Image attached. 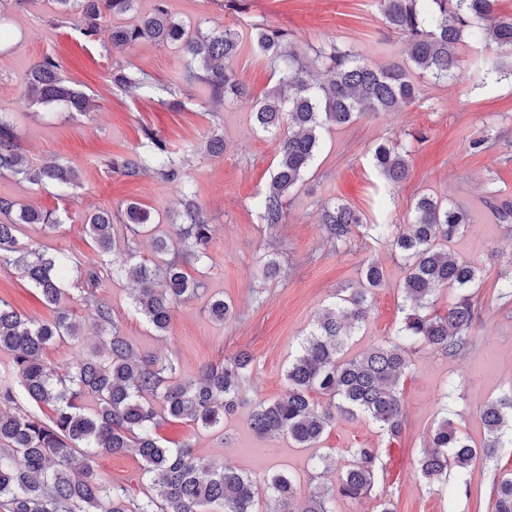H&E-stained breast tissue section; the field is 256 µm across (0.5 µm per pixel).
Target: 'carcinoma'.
Masks as SVG:
<instances>
[{
	"label": "carcinoma",
	"instance_id": "obj_1",
	"mask_svg": "<svg viewBox=\"0 0 512 512\" xmlns=\"http://www.w3.org/2000/svg\"><path fill=\"white\" fill-rule=\"evenodd\" d=\"M51 2L58 9V26H73L88 43H107L114 49L142 40L174 45L187 60V82L204 83L216 100L243 91L229 66L242 47L236 29L193 31L172 19L167 0H155L152 11L133 26H112L109 20L135 10L138 0ZM380 2L382 21L401 35L402 49L401 59L378 66L334 42L319 47L311 65L294 50L288 31L253 25L252 47L277 73L275 86L253 112L256 126L279 139L278 161L260 204L265 223H281L286 198L312 166L323 130L414 103L417 79L453 77L468 42L494 44L512 58V17L498 13V0ZM108 78L120 91L147 85L146 78L131 75L121 63L111 67ZM23 89L39 104H62L80 115L93 109L90 96L70 85L48 55L29 68ZM144 134L148 156L136 153L117 167L130 179L151 172L182 188V222L175 225L174 235L152 238L154 252L169 256L161 264L139 258V237L149 231L154 218L137 203L116 213L106 208L84 217L100 262L71 268L64 254L23 244L18 238L23 225L42 224L54 230L58 218L0 197V269L17 271L46 305L54 307L52 319L35 322L0 298V350L11 354L15 376V382L0 385L3 512H259V489L247 473L196 456L188 445L168 447L158 435L166 420H188L206 430L223 428L224 416L242 401L252 357L238 353L183 379L173 361L140 354L123 335L112 305L96 295L105 273L137 283L133 311L163 336L175 306L204 289L183 265L187 255L198 262L206 258L210 241L209 225L189 192L185 160L153 132L146 129ZM408 156L406 149L381 142L371 159L387 183L396 186L409 176ZM6 175L36 185L52 184L61 197L80 187L77 171L60 161L33 164L15 125L0 116V176ZM117 221L126 229L120 244L115 238ZM469 221L465 208L444 207L423 195L415 203L411 224L396 236H391L389 225H374L380 237L391 239L407 268L403 292L408 312L399 336L359 357L343 356L342 348L367 318V297L384 284L383 268L368 262L360 287L319 314L300 343L288 363L285 393L252 408L253 430L262 436L286 437L298 448H315L336 416L361 414L390 438H398L405 415L401 379L412 365L406 345H424L451 358L472 343L475 304L470 288L477 285L479 271L441 248ZM322 223L328 238L342 242L351 225L362 220L349 205L337 201L323 207ZM71 288L92 307L99 344L86 357L59 367L46 361L47 346L82 335L80 323L61 305ZM440 288L459 290L443 314L431 310V298ZM208 312L224 321L232 316L233 307L216 298L208 303ZM314 393L327 402L315 403ZM22 397L51 407L52 415L44 420L21 408ZM89 401L94 403L90 412ZM481 420L487 440L480 449L454 421L440 419L419 459L428 487L448 486L454 471L455 496L470 495L466 471L478 454L492 456L502 431L512 426V394L487 402ZM128 452L140 457L141 479L157 494L139 499L124 485L106 487L98 481V457ZM351 456L338 482L315 488L298 510L295 480L281 472L271 475L265 493L278 504L275 512H334L331 504L338 496L354 501L371 497L377 474L384 470L380 449L361 446L351 449ZM494 512H512V473L496 478Z\"/></svg>",
	"mask_w": 512,
	"mask_h": 512
}]
</instances>
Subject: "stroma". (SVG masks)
I'll use <instances>...</instances> for the list:
<instances>
[{
	"instance_id": "obj_1",
	"label": "stroma",
	"mask_w": 512,
	"mask_h": 512,
	"mask_svg": "<svg viewBox=\"0 0 512 512\" xmlns=\"http://www.w3.org/2000/svg\"><path fill=\"white\" fill-rule=\"evenodd\" d=\"M243 5L242 11L231 13L225 11L224 0H168L174 18L205 33L229 25L245 34L256 23L288 30L308 62L314 60L317 48L332 41L373 64L399 51L396 39L387 35L377 0H243ZM53 13L51 0H29L11 9L0 23V113L16 126L32 162L60 160L76 169L80 178L79 188L63 199L53 185L0 177V196L54 211L61 222L55 233L39 224L26 225L21 241L61 251L74 265L92 264L97 253L83 230V215L137 202L160 219L151 236L139 242L141 257L153 258L152 236L171 234L172 223L180 219L178 187L157 176L132 180L107 167L110 159L138 148L142 127L152 128L186 158L195 200L211 226L207 258L186 265L191 276L205 281L207 293L178 304L162 337L133 312L134 285L128 279L104 276L98 294L111 304L129 342L140 353L174 360L181 377H191L201 366L243 350L253 357L243 390L245 403L225 417L223 431L166 421L159 428L164 443L190 445L195 455L221 460L261 486L272 473L288 472L305 494L318 484L336 482L351 459V449L372 445L380 448L387 463L374 497L360 502L337 499L334 512H379L383 500L390 501L393 512H454L456 499L451 492L428 490L418 468L429 434L446 415L460 423L475 446H482L484 404L512 392V297L499 295L503 279L512 278V226L498 223L487 207L494 197L512 201V72L493 69L500 58L496 47L467 46L454 77L439 82L420 79L418 99L402 111L331 127L303 183L289 194L281 223L271 226L262 220L258 201L271 180L278 140L256 129L252 112L274 79L250 44H243L232 63L247 96L217 104L204 84L185 82V59L176 46L142 42L111 52L97 43L84 47L77 32L54 26ZM47 54L55 57L71 84L93 96L91 112L73 115L23 95L27 69ZM116 60L148 73L152 87L113 91L107 76ZM175 96L182 107L174 112L168 102ZM418 131L424 132L423 140H415ZM215 133L224 139L219 155L206 149ZM482 137L490 140V148L470 153L469 141ZM380 142L409 150L410 176L393 188L369 162ZM424 194L460 205L471 216L463 233L447 244L456 258L475 262L481 270L474 290L477 317L470 348L453 358L416 349L402 380L406 418L397 439H389L362 415L338 419L316 448L295 447L285 437L258 435L250 426L251 404L284 393L290 357L318 313L358 287L364 261H377L385 282L373 292L370 316L346 355L357 356L396 335L406 305V268L394 247L373 238L370 227L388 224L396 231L405 227L416 200ZM336 200L364 218L363 225L353 226L342 242L329 239L321 222L322 206ZM269 258L280 265L279 275L272 279L261 271ZM214 294L234 307L232 317L221 323L212 320L206 308ZM0 298L33 320L53 316L16 271L0 270ZM66 305L82 322L83 334L51 345L45 352L51 363L78 359L98 342L89 309L76 298L67 299ZM451 380L460 390L447 404L442 392ZM320 456L332 462L322 474L314 467ZM140 466L135 455L126 454L101 457L95 469L102 482L125 485L139 497L149 490ZM510 472L511 443L497 449L493 458L478 457L466 475L469 512H492L493 478Z\"/></svg>"
}]
</instances>
